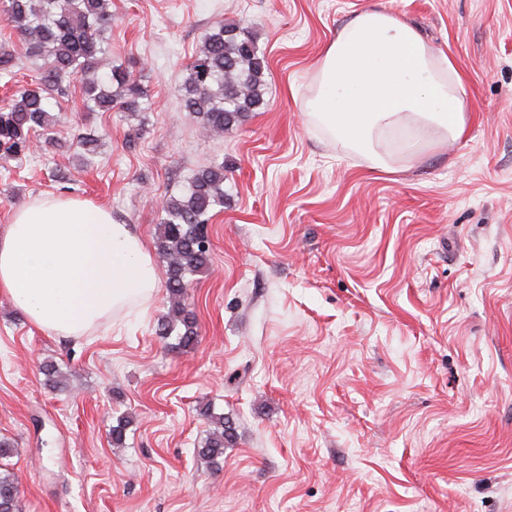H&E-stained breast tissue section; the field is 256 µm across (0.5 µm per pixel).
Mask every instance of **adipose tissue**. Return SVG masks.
<instances>
[{
	"instance_id": "1",
	"label": "adipose tissue",
	"mask_w": 512,
	"mask_h": 512,
	"mask_svg": "<svg viewBox=\"0 0 512 512\" xmlns=\"http://www.w3.org/2000/svg\"><path fill=\"white\" fill-rule=\"evenodd\" d=\"M316 83L305 111L378 167L387 164L382 135L464 131L455 63L385 11H362L337 32L316 62ZM158 288L144 238L90 201L45 195L15 209L0 232V294L52 335H85Z\"/></svg>"
}]
</instances>
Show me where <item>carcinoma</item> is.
I'll use <instances>...</instances> for the list:
<instances>
[{
	"mask_svg": "<svg viewBox=\"0 0 512 512\" xmlns=\"http://www.w3.org/2000/svg\"><path fill=\"white\" fill-rule=\"evenodd\" d=\"M111 0H3L0 19L11 25L25 45L24 55L0 47V80L10 83L22 60L35 64V83L19 88L0 107V154L21 158L32 154L31 133L49 131L56 123L50 115L51 100L64 93L71 77L82 73V97L89 112H109L116 104L135 115L151 109L147 90L129 67L111 66L97 72L111 53ZM268 61L258 46L254 29L242 23H225L207 31L199 50L186 67L179 89L183 111L211 134L242 125L251 113L265 106V72ZM100 137L77 136L76 145L86 163L97 154ZM224 162L213 161L195 170L178 195L166 197L156 247L164 263L171 310L158 321L155 334L175 338L173 347L188 352L198 343L197 315L186 303L192 277L207 271L211 247L204 244L211 212L224 207ZM208 429L199 456L216 464L232 441L224 414L207 406L199 409ZM132 420L120 418L112 426L115 448L125 444ZM0 512H19L14 473L0 472Z\"/></svg>",
	"mask_w": 512,
	"mask_h": 512,
	"instance_id": "cac0c4a2",
	"label": "carcinoma"
}]
</instances>
